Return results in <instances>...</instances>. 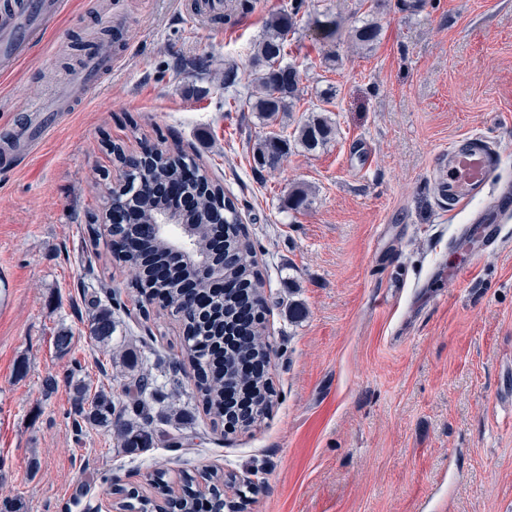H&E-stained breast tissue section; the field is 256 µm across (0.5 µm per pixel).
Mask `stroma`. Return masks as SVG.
<instances>
[{
  "label": "stroma",
  "mask_w": 512,
  "mask_h": 512,
  "mask_svg": "<svg viewBox=\"0 0 512 512\" xmlns=\"http://www.w3.org/2000/svg\"><path fill=\"white\" fill-rule=\"evenodd\" d=\"M208 23L188 0H70L17 69L0 76V128L24 124L117 29L111 75L16 168L0 169V502L20 512H111L109 488L154 497L155 471L223 475L242 512H512V214L487 242L462 227L512 183V0H304L286 60L300 75L292 122L334 87L335 137L274 168L252 150L268 129L244 110L249 59L272 14L251 0ZM373 15L375 50L317 40L318 20ZM241 83L225 89L224 69ZM484 136L501 163L483 194L446 212L448 147ZM199 158L254 245L275 390L261 421L233 431L184 399L180 443L137 456L111 430L78 426L75 381L124 400L112 354L90 333L114 301L116 346L182 357L176 317L142 314L113 264L107 189L126 169L107 149ZM308 188L311 204L289 209ZM68 329L59 353L54 337ZM56 387L45 393L43 381ZM38 458L31 470L30 458Z\"/></svg>",
  "instance_id": "1"
}]
</instances>
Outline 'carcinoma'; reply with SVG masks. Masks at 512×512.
Segmentation results:
<instances>
[{
  "label": "carcinoma",
  "mask_w": 512,
  "mask_h": 512,
  "mask_svg": "<svg viewBox=\"0 0 512 512\" xmlns=\"http://www.w3.org/2000/svg\"><path fill=\"white\" fill-rule=\"evenodd\" d=\"M303 0H295L291 10H281L271 16L265 30L255 43L251 60V84L253 91L245 99V105L258 113L266 121L273 123L280 114L293 111L299 100V72L295 66L284 62L288 34L296 29L297 16ZM317 29L324 41L335 42L342 36L341 24L334 19L317 22ZM349 36L363 49H373L380 35L378 24L365 20L348 29ZM335 135V128L322 115L312 113L298 127L297 142L305 149L314 151L325 146ZM290 140L278 133L270 132L253 147V158L262 166H275L288 155ZM115 159L129 168L128 182L121 190L108 189L110 202L125 205L135 202L142 213V224L132 227L113 226L109 229L112 237L110 252L119 263L127 262L124 248L116 238L132 239L137 243L140 261L132 265L135 270L130 286L140 296L150 299V304L169 311L181 323L185 354L193 368V388L186 392L183 382L176 378L180 368L170 363L169 368L158 372L139 370L138 374L123 384L126 401L117 407L111 395L104 390L97 391L88 398L89 385L81 383L75 387L74 414L90 425L107 426L113 430L120 450L125 454L144 451L153 445L150 400L156 395L158 377L168 378L171 390L168 399L169 416L182 417V397L190 398L201 404L206 413L212 416L213 423H224L227 415L224 407V378L233 374V366L227 365L220 373L208 367L205 361L206 349L224 331V319L234 310L232 296L217 299V305L224 307V315H215L205 320L197 308L185 303L183 291L179 288L185 270L174 271L163 283L154 281L149 267L165 258L167 243L152 235L143 226L154 222L157 215L168 210L166 202L152 192L153 183L158 176L164 175L172 180L182 177L187 168L194 171L192 191L197 198L196 209L186 215H179L181 224L188 227L194 236L198 250L210 249L212 216L221 212L224 215V277L235 281L239 287L247 290L263 283L262 274L254 260V247L241 224L237 208L233 201L224 195L223 187L212 183L196 161L188 155L166 154L146 151L141 157L126 155L124 149L111 145ZM265 310H260L258 322H248L240 330L242 341L236 348L240 356L246 355L266 361L269 357L267 345L263 339ZM116 322L112 311L94 301V310L90 317V332L94 339L105 348H112V335ZM255 387L258 397L265 402L264 412L272 407L274 390L260 375ZM200 477L212 483L210 512H224V497L215 481L219 477L203 471ZM154 488L160 501L139 495L136 490L116 487L112 493L120 495L118 508L121 512H198L200 503L195 478L182 479L181 494H172L166 480V472L155 473Z\"/></svg>",
  "instance_id": "cac0c4a2"
}]
</instances>
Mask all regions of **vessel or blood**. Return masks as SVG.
<instances>
[{
  "instance_id": "obj_1",
  "label": "vessel or blood",
  "mask_w": 512,
  "mask_h": 512,
  "mask_svg": "<svg viewBox=\"0 0 512 512\" xmlns=\"http://www.w3.org/2000/svg\"><path fill=\"white\" fill-rule=\"evenodd\" d=\"M64 11V0H15L0 18V73L10 74L26 58L30 47L53 28ZM112 72L111 52L93 53L86 67L53 107L35 103L29 106L25 127H11L0 134V167L14 168L18 157L30 154L43 139L53 114L68 111L85 88ZM497 151L480 137L448 149V171L439 179L442 198L451 208H465L488 184L499 165Z\"/></svg>"
}]
</instances>
